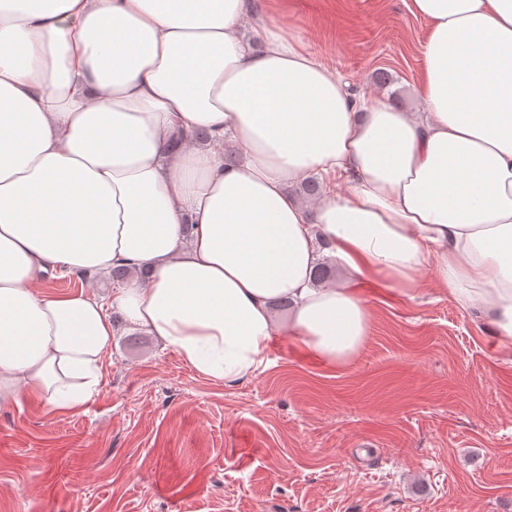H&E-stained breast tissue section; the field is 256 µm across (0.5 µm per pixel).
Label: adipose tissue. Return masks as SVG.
Masks as SVG:
<instances>
[{"instance_id": "1", "label": "adipose tissue", "mask_w": 512, "mask_h": 512, "mask_svg": "<svg viewBox=\"0 0 512 512\" xmlns=\"http://www.w3.org/2000/svg\"><path fill=\"white\" fill-rule=\"evenodd\" d=\"M253 7L0 0V406L75 410L101 384L105 304L42 293L52 270L145 272L113 292L126 322L227 384L277 336L328 365L358 353L369 309L313 285L326 254L408 297L433 270L512 350V0H412L416 112L353 95L266 23L244 38ZM314 175L344 186L303 204L289 188Z\"/></svg>"}]
</instances>
